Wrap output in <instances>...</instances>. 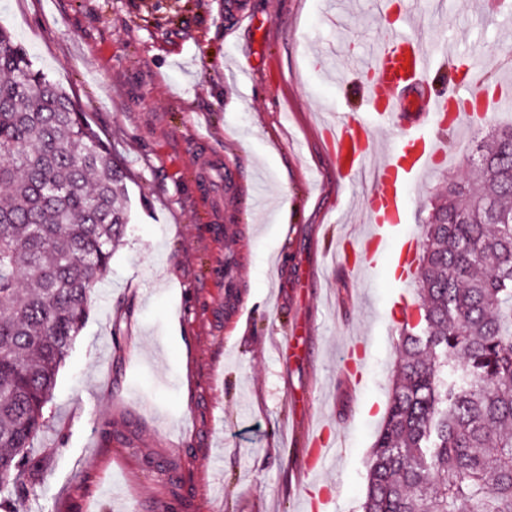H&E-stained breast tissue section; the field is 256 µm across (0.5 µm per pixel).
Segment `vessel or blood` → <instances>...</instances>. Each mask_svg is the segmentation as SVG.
<instances>
[{"label": "vessel or blood", "mask_w": 512, "mask_h": 512, "mask_svg": "<svg viewBox=\"0 0 512 512\" xmlns=\"http://www.w3.org/2000/svg\"><path fill=\"white\" fill-rule=\"evenodd\" d=\"M435 64L422 36L406 18L398 26L389 28L381 46L368 56L351 62L356 74L369 72L373 78L361 85L365 111L352 117H337L335 136L331 141L338 171L345 176L367 175L372 183L368 192L369 206L365 210L370 232L359 243L358 257L349 261L350 270L365 271L379 264L390 229L404 219L408 186L432 169L443 153L438 140L421 129L419 115L437 121L458 119L457 114L450 112L449 105L453 99L465 98L466 85L454 86L448 93L441 90L427 92L424 105L419 109L410 103L411 96L423 87ZM396 117L409 120L404 134L388 157L372 163L375 132ZM418 251L419 240L412 234L403 237L396 247L391 265L394 277L401 285L413 282ZM366 353L367 343L363 340L356 341L344 352L342 361L348 382L361 383ZM291 443L303 447L299 470L304 481H311L314 472L331 455V448L312 429L293 436Z\"/></svg>", "instance_id": "1"}]
</instances>
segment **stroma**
I'll return each instance as SVG.
<instances>
[{
    "label": "stroma",
    "mask_w": 512,
    "mask_h": 512,
    "mask_svg": "<svg viewBox=\"0 0 512 512\" xmlns=\"http://www.w3.org/2000/svg\"><path fill=\"white\" fill-rule=\"evenodd\" d=\"M335 2L331 25L325 0H0V26L135 175L7 512H298L287 437L316 419L337 444L320 474L328 512H362L418 290L334 256L368 231L366 184L337 171L326 125L362 111L349 58L386 35L372 0ZM403 10L442 61L512 45L507 6ZM473 139L468 117L448 133L390 245L424 237L449 181L474 175ZM305 326L315 358L283 357ZM361 338L363 383L337 386Z\"/></svg>",
    "instance_id": "obj_1"
}]
</instances>
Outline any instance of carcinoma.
Returning <instances> with one entry per match:
<instances>
[{"label": "carcinoma", "instance_id": "1", "mask_svg": "<svg viewBox=\"0 0 512 512\" xmlns=\"http://www.w3.org/2000/svg\"><path fill=\"white\" fill-rule=\"evenodd\" d=\"M479 178L448 184L398 339L363 512H512V124L474 114ZM129 171L0 27V494L129 224Z\"/></svg>", "mask_w": 512, "mask_h": 512}]
</instances>
